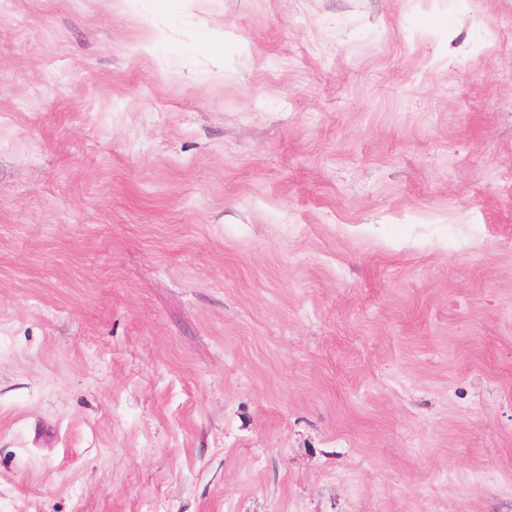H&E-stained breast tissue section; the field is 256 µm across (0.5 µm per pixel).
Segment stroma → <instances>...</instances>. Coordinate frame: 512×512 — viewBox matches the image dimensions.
<instances>
[{"label":"stroma","mask_w":512,"mask_h":512,"mask_svg":"<svg viewBox=\"0 0 512 512\" xmlns=\"http://www.w3.org/2000/svg\"><path fill=\"white\" fill-rule=\"evenodd\" d=\"M0 512H512V0H0Z\"/></svg>","instance_id":"stroma-1"}]
</instances>
